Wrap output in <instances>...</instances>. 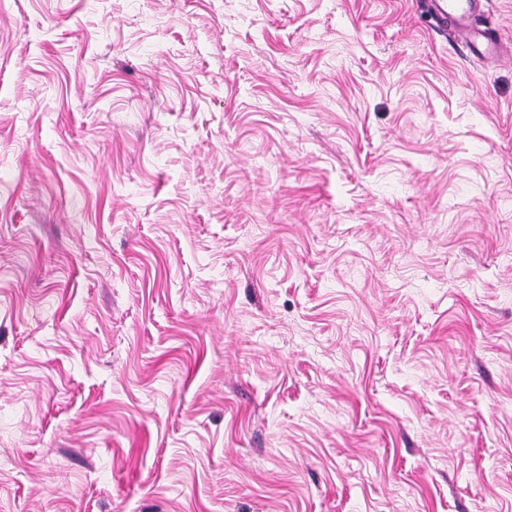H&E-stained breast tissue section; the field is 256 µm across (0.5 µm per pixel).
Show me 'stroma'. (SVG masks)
<instances>
[{
  "instance_id": "stroma-1",
  "label": "stroma",
  "mask_w": 512,
  "mask_h": 512,
  "mask_svg": "<svg viewBox=\"0 0 512 512\" xmlns=\"http://www.w3.org/2000/svg\"><path fill=\"white\" fill-rule=\"evenodd\" d=\"M0 0V512H512V0ZM480 0H430V11L436 22L455 28L458 35L471 44L482 43L485 53L496 47L493 33L481 24L485 11L479 7Z\"/></svg>"
}]
</instances>
